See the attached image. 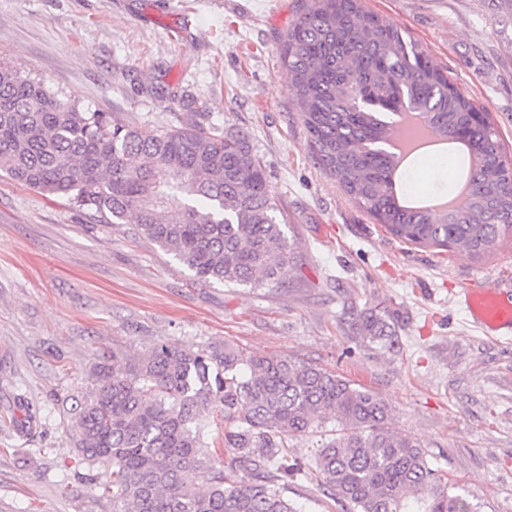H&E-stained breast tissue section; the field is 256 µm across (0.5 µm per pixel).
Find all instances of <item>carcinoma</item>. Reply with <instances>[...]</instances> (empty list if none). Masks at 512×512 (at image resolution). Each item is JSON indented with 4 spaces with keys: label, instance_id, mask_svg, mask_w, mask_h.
<instances>
[{
    "label": "carcinoma",
    "instance_id": "cac0c4a2",
    "mask_svg": "<svg viewBox=\"0 0 512 512\" xmlns=\"http://www.w3.org/2000/svg\"><path fill=\"white\" fill-rule=\"evenodd\" d=\"M281 61L315 163L392 235L473 257L512 236V159L497 129L401 29L359 0H312L288 28ZM404 106L446 139L469 131L478 158L465 205L396 203L384 114ZM0 171L95 223L134 224L198 282L280 287L296 266L285 213L245 133L201 120L159 131L125 124L1 65ZM389 318L385 307L361 312V343L394 350ZM206 416L224 424L218 448L201 433ZM329 420L315 471L343 512H473L421 441L392 427L384 399L318 366L230 345L112 356L80 405L75 444L102 467L91 481L112 512H299L285 491L310 467L288 442Z\"/></svg>",
    "mask_w": 512,
    "mask_h": 512
}]
</instances>
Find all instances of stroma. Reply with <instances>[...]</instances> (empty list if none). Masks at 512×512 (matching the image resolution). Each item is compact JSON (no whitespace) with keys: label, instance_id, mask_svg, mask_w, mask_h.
Returning a JSON list of instances; mask_svg holds the SVG:
<instances>
[{"label":"stroma","instance_id":"1","mask_svg":"<svg viewBox=\"0 0 512 512\" xmlns=\"http://www.w3.org/2000/svg\"><path fill=\"white\" fill-rule=\"evenodd\" d=\"M307 0H0V63L85 108L155 129L247 134L288 214L284 286L195 281L128 224L0 176V512H112L74 445L77 408L113 356L234 344L378 394L392 425L478 512H512V340H488L457 292L512 279V236L476 258L405 243L311 157L281 40ZM426 50L512 152V8L504 0H360ZM388 308L400 348L360 345Z\"/></svg>","mask_w":512,"mask_h":512}]
</instances>
